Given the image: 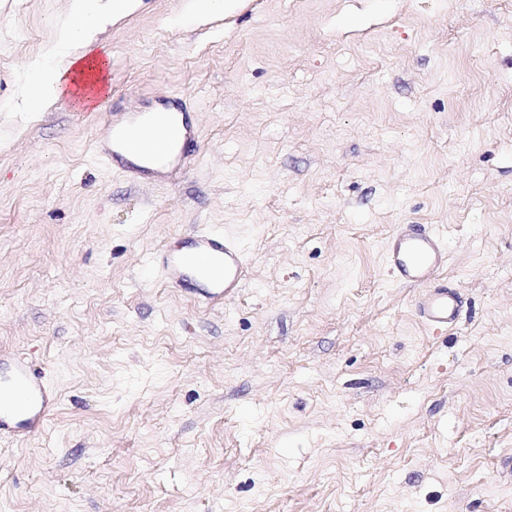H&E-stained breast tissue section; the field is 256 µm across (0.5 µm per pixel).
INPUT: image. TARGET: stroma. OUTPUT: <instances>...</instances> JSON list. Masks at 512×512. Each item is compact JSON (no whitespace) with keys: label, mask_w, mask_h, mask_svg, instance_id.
Masks as SVG:
<instances>
[{"label":"stroma","mask_w":512,"mask_h":512,"mask_svg":"<svg viewBox=\"0 0 512 512\" xmlns=\"http://www.w3.org/2000/svg\"><path fill=\"white\" fill-rule=\"evenodd\" d=\"M66 0H0V349L42 432L0 439V512H512V0H142L99 37L111 97L16 111ZM175 180L102 157L165 103ZM440 236L458 322L424 326L385 249ZM245 287L161 276L197 226ZM192 16L198 22H204L213 16L223 14L224 11L234 10L238 6L237 0H192ZM12 372L0 379V437L5 429L40 428L55 404L44 374L23 358L10 362Z\"/></svg>","instance_id":"35a3bbf8"}]
</instances>
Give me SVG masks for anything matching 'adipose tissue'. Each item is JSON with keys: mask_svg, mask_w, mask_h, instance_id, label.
<instances>
[{"mask_svg": "<svg viewBox=\"0 0 512 512\" xmlns=\"http://www.w3.org/2000/svg\"><path fill=\"white\" fill-rule=\"evenodd\" d=\"M140 0H68L46 49L22 74L20 108L41 112L62 96L80 106L104 104L111 93L105 60L92 57L89 47L99 30L134 12Z\"/></svg>", "mask_w": 512, "mask_h": 512, "instance_id": "obj_1", "label": "adipose tissue"}]
</instances>
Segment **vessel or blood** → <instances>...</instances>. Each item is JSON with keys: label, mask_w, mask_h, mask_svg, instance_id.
I'll list each match as a JSON object with an SVG mask.
<instances>
[{"label": "vessel or blood", "mask_w": 512, "mask_h": 512, "mask_svg": "<svg viewBox=\"0 0 512 512\" xmlns=\"http://www.w3.org/2000/svg\"><path fill=\"white\" fill-rule=\"evenodd\" d=\"M192 136L185 112H132L123 122L107 125L101 152L132 184L147 183L149 167L136 164L141 155L151 156L157 165L176 169L186 162L181 145ZM193 251L169 256L162 263L166 280L186 289L199 286L205 299L221 301L235 297L245 280L248 264L239 245L223 235L196 231ZM387 264L398 283L424 287L417 301L418 315L433 329L446 328L458 316L461 300L455 290L432 287L431 282L446 266V253L439 236L397 229L386 253ZM8 379L0 380V432L11 426L42 427L54 405V397L44 375L23 358L11 363Z\"/></svg>", "instance_id": "b4317fda"}]
</instances>
